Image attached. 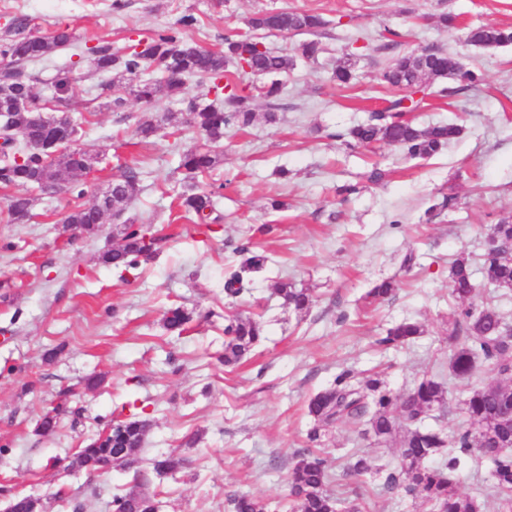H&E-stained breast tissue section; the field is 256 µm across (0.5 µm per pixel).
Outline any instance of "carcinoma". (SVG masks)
<instances>
[{
	"label": "carcinoma",
	"instance_id": "carcinoma-1",
	"mask_svg": "<svg viewBox=\"0 0 512 512\" xmlns=\"http://www.w3.org/2000/svg\"><path fill=\"white\" fill-rule=\"evenodd\" d=\"M325 25L319 14L288 11L262 12L250 20L252 30L266 34L315 33ZM77 40L75 32L67 26L55 29L47 37L28 33L25 19L20 17L0 38V57L11 65L0 77V113H6L16 135L12 148L0 152V188L9 192L10 223L23 224L31 218L35 203L31 191L36 188L53 189L77 199L84 195L78 177L94 165L92 156L82 151H65L50 160L36 149L66 124L78 131L71 118L80 102L73 89L75 78L69 71L58 73L51 82L52 95L43 98L32 91L21 69ZM465 41L481 49L505 47L512 44V28L473 27L466 31ZM320 52L318 42L306 41L297 46L293 55L278 54L255 34L227 38L221 50H203L168 32L139 38L135 48L121 57L106 44L90 48L89 55L94 72L125 81L136 98L147 102L160 94L180 101L189 79L204 82L203 93L188 101L187 112L189 126L203 135L206 143L182 151L178 164L184 178L194 180L211 172L220 162L216 147L224 136L253 125L256 118L250 97L226 77L228 66L242 73L252 71L274 77L262 90L273 108L265 119L274 124L279 121L275 109L279 108L277 100L282 92L275 76L293 69L299 59L315 61ZM456 61L455 55L440 48L392 58L382 69L380 80L405 95L371 111L367 120L352 126L339 138L349 148L382 142L411 159H428L440 153L462 135V126L448 122L422 127L407 118V113L418 106L413 98L416 88L424 90L444 79L466 84L476 80L469 69L457 71ZM333 75L336 85L345 88L354 79L353 65L345 61L336 66ZM17 99L24 100L25 105L13 106ZM140 181L139 170L121 166L112 174V192L104 211L91 205H76L63 219L65 226L91 233L104 216H112L116 221L112 248L104 251L100 260L122 274L152 260L164 240L129 214L140 193ZM223 188L220 184L206 191L180 194L177 201L183 217L218 221L211 214L215 210L214 197ZM488 236L495 238L497 244L484 247L481 269L487 284L499 290L512 283V216L493 225ZM235 252L242 261L224 280V293L232 298L245 292L246 276L264 270L269 262L267 253L252 239L242 241ZM448 286L451 296L464 303L453 318L454 347L449 356L453 375L470 381L488 368L501 378L495 384H474L468 389L460 401L466 423L452 435L427 424L434 413L444 409L451 394V387L432 376H425L409 393L398 396L386 388L379 373L360 377L344 370L329 387L310 398L307 409L315 426L307 439L311 443L319 441L324 427L349 426L378 443H386L401 428L405 434L399 469L387 474L383 489L401 488L429 512H512V345L502 335L512 326L490 303L475 302L477 285L470 259L459 256L451 262ZM276 293L295 313L309 311L314 303L308 289L288 282L278 283ZM192 321L193 312L181 305L169 307L164 315L165 328L180 335ZM424 333L422 324L404 321L390 328L377 343L386 348L402 347ZM263 336V323L254 316L239 313L224 317V366L239 364ZM63 411L64 405L59 404L43 414L38 429L44 433L53 431ZM150 427L147 418L118 420L80 448L71 465L105 473L119 463L133 469L132 483L138 486L143 483V471L119 461L118 454L122 452L136 461ZM466 457L477 465H489L486 486L477 496L459 490ZM372 470L367 456L359 451L348 454L345 462L321 450L306 448L298 452L288 474L289 512H364L363 502L349 500L339 491L331 492L330 485ZM231 506L234 512H271L269 503L246 495L231 499ZM112 508L113 512H154V501L143 492H130L114 496Z\"/></svg>",
	"mask_w": 512,
	"mask_h": 512
}]
</instances>
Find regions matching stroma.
Masks as SVG:
<instances>
[{
    "instance_id": "35a3bbf8",
    "label": "stroma",
    "mask_w": 512,
    "mask_h": 512,
    "mask_svg": "<svg viewBox=\"0 0 512 512\" xmlns=\"http://www.w3.org/2000/svg\"><path fill=\"white\" fill-rule=\"evenodd\" d=\"M0 0V34L16 17L45 35L69 25L78 37L128 52L138 34L174 27L185 14L195 25L183 38L202 49H220L228 36L249 33L261 11L317 12L328 25L317 39L316 62L282 74L279 123L255 122L229 134L223 160L199 188L224 183L217 199L219 223L179 217L174 197L182 187L180 150L203 141L186 122L164 124L136 142L138 120L182 113L165 96L145 102L126 84L89 73L84 45L57 49L40 65L27 66L34 92L43 95L57 70L72 69L91 118L76 149L96 157L84 177L82 204L105 189L117 165L141 173L142 191L131 207L151 229L174 235L128 280L100 264L112 245L114 226L72 233L61 223L73 198L41 194L31 219L0 220V491L39 497L43 512H112L114 495L128 491L130 472L113 466L103 475L64 473L78 448L113 418L143 417L153 426L139 453L159 512H231L229 499L248 494L277 502L288 494V469L306 448L311 395L341 370L384 371L395 394L423 376H449V335L457 302L448 288L449 263L477 259L492 224L512 215V46L479 50L464 42L466 28L512 26V0ZM456 15L444 29L436 17ZM398 34L383 50L388 31ZM430 47L457 53L481 80L440 97L429 96L413 118L418 125L455 122L463 135L427 160H410L384 144L353 151L338 135L361 122L368 107L395 95L379 73L391 58ZM352 60L356 78L337 87L332 72ZM123 99L114 111V99ZM388 170L387 181L342 198L337 186L357 181L370 164ZM287 167L281 178L278 167ZM453 195V212L431 214ZM280 201L281 209L270 206ZM259 224L273 225L261 243L271 257L250 278L240 298L224 296V271L239 264L236 245ZM411 268H403L406 254ZM395 279L392 299L369 298L383 279ZM284 280L316 297L306 314L293 312L274 290ZM200 312L188 333L170 335L163 312L171 304ZM255 313L267 339L240 365L227 367L224 315ZM411 319L425 333L415 343L384 350L376 340L394 323ZM52 361H44L48 349ZM96 374L97 388L84 380ZM67 403L56 430L38 433L39 416ZM322 445L340 456L359 449L375 465L396 466L400 444H374L348 428L327 431ZM165 454L177 465L156 474L152 458ZM367 512H426L420 502L382 488L378 471L366 478Z\"/></svg>"
}]
</instances>
